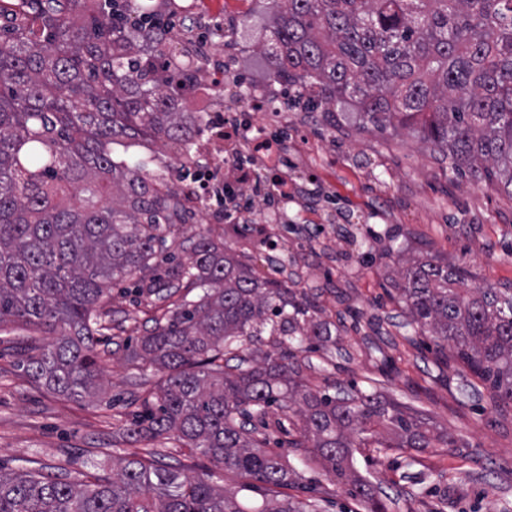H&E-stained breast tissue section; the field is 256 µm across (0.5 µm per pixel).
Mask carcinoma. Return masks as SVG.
Returning <instances> with one entry per match:
<instances>
[{
	"label": "carcinoma",
	"mask_w": 512,
	"mask_h": 512,
	"mask_svg": "<svg viewBox=\"0 0 512 512\" xmlns=\"http://www.w3.org/2000/svg\"><path fill=\"white\" fill-rule=\"evenodd\" d=\"M269 72L297 87L313 110L354 107L362 126L409 129L512 197V0H273ZM0 324L52 336L21 361L48 392L80 400L98 391L100 309L112 285L198 289L128 349L134 365L167 372L126 428L138 444L171 436L193 454L268 487L293 482L288 460L258 438L268 409L299 405L295 448H308L331 480L389 512L353 467L370 444L407 452L448 443L426 418L378 391L311 388L296 379L305 347L326 342L316 311L281 282L260 279L224 246L190 239L187 262L164 254L166 237L193 214L154 157H119L121 139L160 141L171 160L191 158L208 126L187 99L201 65L188 48L168 51L169 32L143 0H0ZM402 314L414 332L449 346L488 384L495 407L512 405V288H484L463 268L404 258ZM277 352L253 365H224V349L262 328ZM319 500L252 504L218 490L159 453L133 452L112 476L70 482L64 473L0 469V512H317Z\"/></svg>",
	"instance_id": "obj_1"
}]
</instances>
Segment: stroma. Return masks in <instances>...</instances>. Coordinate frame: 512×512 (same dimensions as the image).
<instances>
[{
	"label": "stroma",
	"mask_w": 512,
	"mask_h": 512,
	"mask_svg": "<svg viewBox=\"0 0 512 512\" xmlns=\"http://www.w3.org/2000/svg\"><path fill=\"white\" fill-rule=\"evenodd\" d=\"M273 22L270 0H249L238 24L239 68L269 95L288 100V175L315 182L317 211L291 197L274 208L280 223L265 227L266 239L242 222H229L209 202L199 203L191 223L169 235L168 253L188 259L189 237L223 236L256 276L285 282L317 305V321L331 339L324 349L299 353L307 385L333 383L376 389L426 415L433 434L448 448L413 456L373 447L357 449L356 467L382 491L396 495L392 512H512V410L490 401L486 385L450 350L406 326L395 300V266L387 249L405 248L463 267L470 283L512 285V196L468 172H455L418 136L406 130L360 126L345 109L311 112L287 86L272 83L260 52ZM181 291L135 294L121 284L104 300L112 329L97 344L102 370L100 396L73 400L47 392L25 376L18 362L39 333L18 323L0 325V469H56L83 478L93 463L112 469L131 453L123 434L135 404L156 393L161 373L127 361V348L143 336L149 318L163 317ZM270 430L299 475L277 489L281 498L320 501V512H365L344 486L333 484L306 449L288 447L295 416ZM167 462L193 473L211 472L225 491L243 477L212 467L175 439L155 441Z\"/></svg>",
	"instance_id": "1"
}]
</instances>
